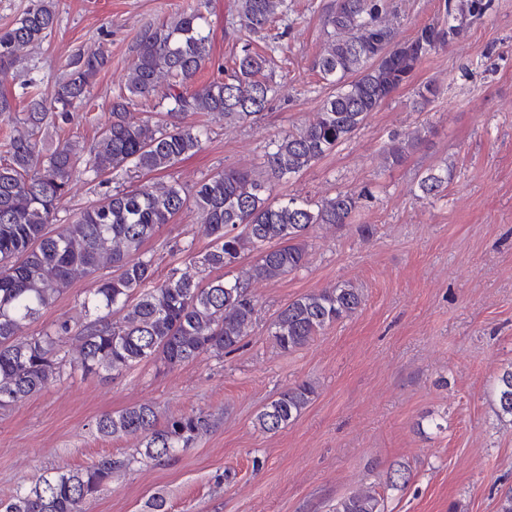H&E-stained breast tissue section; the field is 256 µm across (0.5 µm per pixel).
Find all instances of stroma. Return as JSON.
<instances>
[{"instance_id":"1","label":"stroma","mask_w":512,"mask_h":512,"mask_svg":"<svg viewBox=\"0 0 512 512\" xmlns=\"http://www.w3.org/2000/svg\"><path fill=\"white\" fill-rule=\"evenodd\" d=\"M392 2L399 38L448 23L444 0ZM483 2V14L428 55L350 139L277 185V194L312 202L339 191L367 196L353 223L310 230L306 267L254 283L259 316L243 347L172 369L147 363L113 377L77 375L0 410L1 499L39 474L127 456L138 440L101 436L95 422L146 403L163 421L203 410L211 426L171 459L114 476L85 512H150L156 497L167 512H331L366 486L383 496L384 512H497L501 492L512 487V421L499 417L493 396L498 375L512 365V0ZM330 3L287 0L273 76L280 95L256 123L209 120L201 149L164 172L119 183L108 175L77 179L58 223L118 186L175 180L189 189L228 168L257 167L270 139L312 120L336 91L314 67ZM197 5L57 0L55 30L0 74V91H18L29 75L51 90L75 52L110 54V68L91 90L94 110L43 133L49 148L71 135L92 139L111 119L140 35ZM201 8L210 61L224 64L241 46L237 0H207ZM427 84L434 96L414 109ZM416 130L423 139L402 164L384 165L392 138ZM443 167L454 174L447 190L421 197L420 178ZM189 239L200 250L209 244L195 211L159 229L146 245L159 274L187 268L172 246ZM345 281L363 294L357 312L298 351L277 348L268 325L279 308ZM95 286L76 278L29 333L62 320L80 327L81 303ZM304 381L315 387L307 409L278 432L261 431L258 411ZM400 467L408 483L387 486Z\"/></svg>"}]
</instances>
